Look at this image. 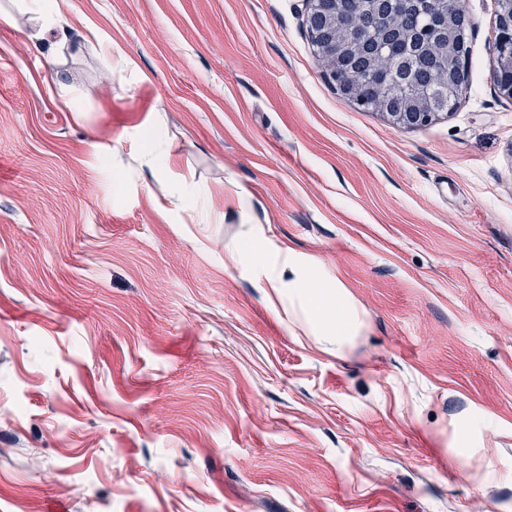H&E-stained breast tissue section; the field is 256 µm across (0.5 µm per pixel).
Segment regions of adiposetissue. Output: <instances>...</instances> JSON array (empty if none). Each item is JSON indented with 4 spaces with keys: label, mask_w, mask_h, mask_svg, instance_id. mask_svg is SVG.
Returning a JSON list of instances; mask_svg holds the SVG:
<instances>
[{
    "label": "adipose tissue",
    "mask_w": 512,
    "mask_h": 512,
    "mask_svg": "<svg viewBox=\"0 0 512 512\" xmlns=\"http://www.w3.org/2000/svg\"><path fill=\"white\" fill-rule=\"evenodd\" d=\"M314 264L290 258L276 262L267 276V284L276 297L304 300L301 313L308 325L321 336L344 342L357 335L362 322L348 294L341 285L317 288L313 285Z\"/></svg>",
    "instance_id": "adipose-tissue-1"
}]
</instances>
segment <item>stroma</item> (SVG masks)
I'll return each instance as SVG.
<instances>
[{"mask_svg":"<svg viewBox=\"0 0 512 512\" xmlns=\"http://www.w3.org/2000/svg\"><path fill=\"white\" fill-rule=\"evenodd\" d=\"M49 2L37 40L0 0V512H512L496 0L416 129L337 90L304 0ZM256 237L360 336L274 310ZM464 70L466 69V65L463 62L462 58H460L458 53H455L454 58L452 60V68L448 70V78H451L454 82L458 84L463 83V88L461 87L457 88L455 92L447 95V102H448V110L453 111L460 100V95L467 86L465 85L466 78ZM465 79V80H464ZM464 81V82H463Z\"/></svg>","mask_w":512,"mask_h":512,"instance_id":"1","label":"stroma"}]
</instances>
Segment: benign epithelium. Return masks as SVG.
I'll use <instances>...</instances> for the list:
<instances>
[{
    "label": "benign epithelium",
    "instance_id": "benign-epithelium-1",
    "mask_svg": "<svg viewBox=\"0 0 512 512\" xmlns=\"http://www.w3.org/2000/svg\"><path fill=\"white\" fill-rule=\"evenodd\" d=\"M398 0H366L368 7L349 14L336 28V10H325V0H305V25L313 37L315 55L339 91L352 102L365 103L362 88L347 76L357 67L368 51L382 49L395 33L393 4ZM429 10L436 19L435 44L439 47V62L448 69V77L461 84L466 65L454 55L452 68H447L448 49L464 44L473 23L466 13L463 0H428ZM496 18L499 29L495 43V80L499 93L512 98V0H499ZM394 78L388 90L376 97L374 110L389 116L393 123L406 128L428 124L443 114L440 105L442 89L438 85L417 95L411 102L402 99L410 86L404 78L405 64L401 56L391 57Z\"/></svg>",
    "mask_w": 512,
    "mask_h": 512
}]
</instances>
